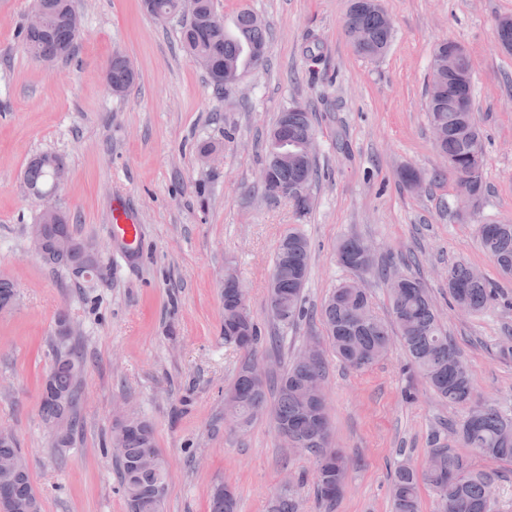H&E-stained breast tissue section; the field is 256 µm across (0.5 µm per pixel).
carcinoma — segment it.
<instances>
[{
	"label": "carcinoma",
	"instance_id": "1",
	"mask_svg": "<svg viewBox=\"0 0 512 512\" xmlns=\"http://www.w3.org/2000/svg\"><path fill=\"white\" fill-rule=\"evenodd\" d=\"M144 9L157 19H181L182 48L192 57L208 62L206 73L210 82L224 87L225 68L235 65L246 72L264 66L265 57H252V50H265L267 28L250 10L238 13L233 31L224 27V20L214 11L213 0H197V11L190 17L181 15L180 0H142ZM35 8L44 17L45 25L35 29L26 25L18 30L25 49L40 60L69 57L79 37L73 26V0H34ZM360 27L367 36V45L358 53L376 58L382 56L392 40V25L377 4H352L345 18V30ZM435 73L442 79L440 99L429 112L431 127L439 129L437 144L448 160V171L458 189L473 200L484 193V151L482 134L476 121L472 100L473 79H448V68L456 74L467 69L468 54L459 44L446 41L434 51ZM104 80L126 91L135 81L136 73L129 60L116 53L103 70ZM288 136L303 142L313 136L311 116L305 110L288 109ZM277 149L269 145L267 166L271 180L264 185L265 194L278 197L273 186H290L301 178L312 181L313 164L300 160L281 165ZM59 168H67L65 159L44 153L30 160L24 173L27 188L43 190L52 182ZM61 234H72L70 224H46L43 236L47 249L43 259L57 266L74 269L86 262V253L75 249L58 253L53 241ZM480 245L497 265L501 275L512 278V224H482ZM343 265L361 274L376 272L387 278L391 320L374 314L363 288L350 282L337 287L321 309L326 329L325 344L347 367L363 371L384 358L392 343L399 341L409 357L410 367L429 383L437 397L448 405L468 409L466 416L448 430L456 446L430 449L424 472L402 464L392 482L393 512H420L419 486L424 481L436 492L442 512H492L487 499V485L493 474L471 468L470 454L478 452L494 461L512 463V415L497 407L476 400L472 376L448 334L443 331L438 315L421 283L407 276H387V268L375 264L365 242L348 238L338 246ZM310 248L299 231H290L278 245L273 275L276 288L268 292V309L282 326L294 324L305 315L302 291L309 276ZM235 279L224 281V343L242 354L232 386L224 393V415L244 430L254 421L258 410L273 404L272 416L279 431L299 437L300 448L315 458V490L317 500L332 508L341 498L350 460L332 446L326 400H316L307 392L314 378L325 377L324 350L313 356L298 353L282 370L275 385L274 399H269L270 385L254 383L248 366L256 357L260 341L249 309L239 305ZM448 293L455 306H465L477 313L495 302L497 287L481 273L462 264L448 268ZM54 368L49 387L41 391L40 406L46 419L63 418L68 433L56 440L59 446L73 441L77 409L82 391L76 384L74 371L83 367L77 349L69 345V337H57ZM112 454L119 461V475L130 512H162L163 501L157 497L166 488L167 470L157 448L152 425L138 417L112 431ZM14 460L16 471L0 472V490H8L26 512L29 503L40 504L33 487L28 464L15 438L0 439V461ZM210 512H237V499L231 494L214 491Z\"/></svg>",
	"mask_w": 512,
	"mask_h": 512
}]
</instances>
